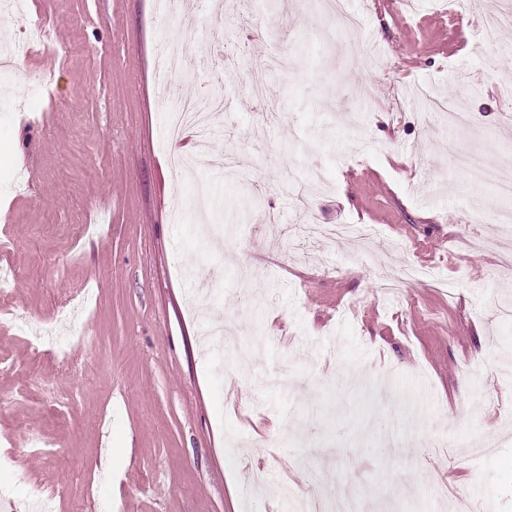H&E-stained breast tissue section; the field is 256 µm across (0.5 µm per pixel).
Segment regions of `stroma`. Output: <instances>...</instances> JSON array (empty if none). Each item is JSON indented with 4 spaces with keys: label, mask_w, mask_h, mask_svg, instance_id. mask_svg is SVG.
<instances>
[{
    "label": "stroma",
    "mask_w": 512,
    "mask_h": 512,
    "mask_svg": "<svg viewBox=\"0 0 512 512\" xmlns=\"http://www.w3.org/2000/svg\"><path fill=\"white\" fill-rule=\"evenodd\" d=\"M179 3L172 20L155 0H21L0 17L23 48L0 54V268L17 275L0 299V512L45 494L53 512H298L285 487L335 512H448L461 493L512 512V281L490 275L512 254L494 220L512 196L459 163L512 168V28L475 54L453 22L495 0H348L353 57L317 0L234 20L224 0ZM242 44L226 82L221 56ZM283 49L257 144L250 77ZM214 92L213 164L181 174L170 157L194 143L169 139L166 110ZM201 179L216 244L188 206ZM310 222L376 232L325 243L300 234ZM411 265L447 290L403 280ZM65 305L71 336L34 355L25 326Z\"/></svg>",
    "instance_id": "1"
}]
</instances>
